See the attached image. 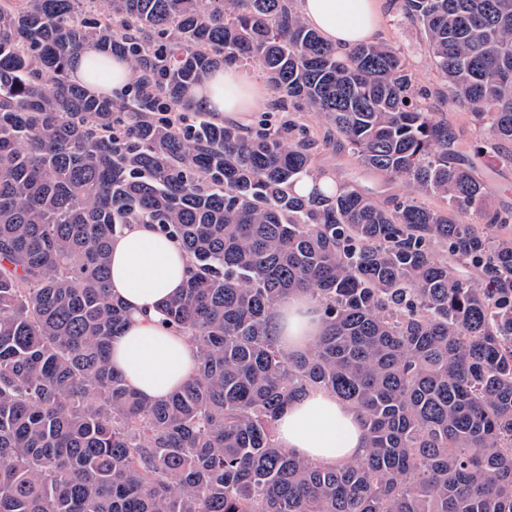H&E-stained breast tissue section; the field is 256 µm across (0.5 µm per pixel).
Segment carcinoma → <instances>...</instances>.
<instances>
[{
  "label": "carcinoma",
  "instance_id": "obj_1",
  "mask_svg": "<svg viewBox=\"0 0 512 512\" xmlns=\"http://www.w3.org/2000/svg\"><path fill=\"white\" fill-rule=\"evenodd\" d=\"M84 2L0 0V512H512V211L479 176L512 166V0H398L483 132L467 153L399 52L340 54L293 0ZM85 49L100 80L131 64L125 94L70 79ZM224 64L328 136L213 121L189 90ZM321 144L410 193L296 194ZM127 224L192 262L161 314L198 373L160 402L112 367ZM294 293L323 322L299 356L272 322ZM310 388L357 411L361 457L277 445Z\"/></svg>",
  "mask_w": 512,
  "mask_h": 512
}]
</instances>
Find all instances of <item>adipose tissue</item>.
Here are the masks:
<instances>
[{"mask_svg":"<svg viewBox=\"0 0 512 512\" xmlns=\"http://www.w3.org/2000/svg\"><path fill=\"white\" fill-rule=\"evenodd\" d=\"M384 0H299L309 26L339 51L374 40ZM191 95L220 120L240 121L269 102L266 86L236 66H227L195 86ZM191 261L150 224L126 225L112 240L110 293L129 320L112 340V364L126 384L152 401L166 399L196 374L198 351L189 337L162 321L160 307L183 288ZM281 348L296 354L317 340L322 326L314 303L302 293L274 311ZM281 447L320 465L333 466L365 451L357 412L333 394L311 389L290 402L276 421Z\"/></svg>","mask_w":512,"mask_h":512,"instance_id":"adipose-tissue-1","label":"adipose tissue"}]
</instances>
